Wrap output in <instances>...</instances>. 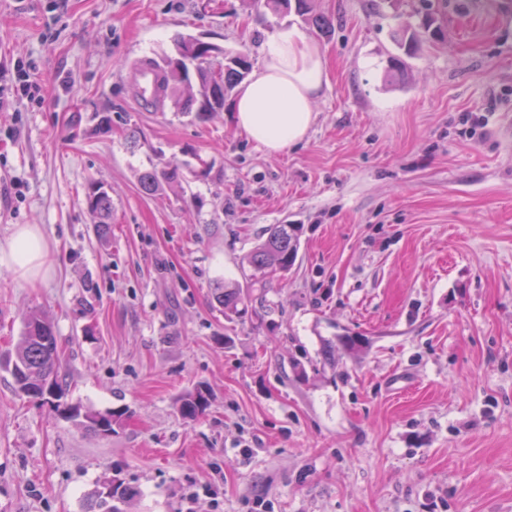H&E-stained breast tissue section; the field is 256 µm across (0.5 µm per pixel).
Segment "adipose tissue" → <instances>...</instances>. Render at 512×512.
<instances>
[{"label":"adipose tissue","instance_id":"obj_1","mask_svg":"<svg viewBox=\"0 0 512 512\" xmlns=\"http://www.w3.org/2000/svg\"><path fill=\"white\" fill-rule=\"evenodd\" d=\"M329 83L324 50L296 28L275 32L262 47V61L242 83L232 104L237 128L272 156L306 137L313 106ZM50 246L39 226L15 225L0 242V263L29 283L48 277Z\"/></svg>","mask_w":512,"mask_h":512}]
</instances>
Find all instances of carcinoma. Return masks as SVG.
<instances>
[{
    "mask_svg": "<svg viewBox=\"0 0 512 512\" xmlns=\"http://www.w3.org/2000/svg\"><path fill=\"white\" fill-rule=\"evenodd\" d=\"M276 7L294 11L298 16L312 22L316 28L325 30L330 27L329 19L324 15L312 13L311 0H271ZM434 20L426 19L422 29L404 32L398 44L404 54L416 55L429 38L438 33L433 27ZM195 37L181 36L175 41L174 55L166 58L163 64L152 60L148 65L159 72L155 96L168 100L178 112L194 115L198 121L207 120L210 115L224 107V92L232 87L249 70L250 62L244 52H226L215 46L217 52L206 68L195 67V77H190L189 65L196 57L190 55ZM186 180L183 169L174 163H165L161 168H153L139 177V184L146 194H153L164 186L181 184ZM89 213L94 217L95 230L99 238L111 234L112 197L99 184L89 187L86 194ZM299 248V237L295 229L285 224H276L266 229V238L259 244L251 256L252 264L258 269L276 268L288 270L295 262ZM213 301L230 318L241 313L238 305L245 303L250 294L235 285L213 289ZM59 347L52 322L40 311L31 312L24 321L21 341L13 357L7 362L17 394L35 399L60 412L67 419L84 418L88 427L102 435L112 433V426L123 421L125 412L105 411L86 412L72 407H61L67 384L58 373ZM209 406V393L197 389L182 395L179 399V412L186 419H195ZM131 495V490L123 481L112 486V496L96 494L94 507L98 512H121L116 502Z\"/></svg>",
    "mask_w": 512,
    "mask_h": 512,
    "instance_id": "carcinoma-1",
    "label": "carcinoma"
}]
</instances>
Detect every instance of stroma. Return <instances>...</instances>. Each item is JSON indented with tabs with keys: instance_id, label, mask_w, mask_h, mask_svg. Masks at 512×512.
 I'll use <instances>...</instances> for the list:
<instances>
[{
	"instance_id": "obj_1",
	"label": "stroma",
	"mask_w": 512,
	"mask_h": 512,
	"mask_svg": "<svg viewBox=\"0 0 512 512\" xmlns=\"http://www.w3.org/2000/svg\"><path fill=\"white\" fill-rule=\"evenodd\" d=\"M312 6L331 33L266 0H0V83L21 58L42 88L0 109V241L39 225L52 264L34 285L0 266V359L41 309L67 403L127 413L97 434L0 367V512H89L114 476L124 512H512V0H431L441 33L402 81L420 0ZM288 26L330 82L279 155L236 127L234 91L204 122L136 97L175 36L256 65ZM166 162L186 183L143 193ZM271 224L300 228L285 272L249 262ZM219 282L250 289L242 317ZM86 204L95 219L94 226L98 237H109L112 230V197L109 192L102 185L92 184L86 194ZM212 298L218 307L222 309L224 316L231 318L232 315H239L243 310H245L244 306L239 309L238 305H244L245 301L250 298V294L248 291L244 293V289L238 284L234 285L232 288H228L225 285L224 287L222 286V288H214ZM179 412L187 419L197 418L203 414L209 406V393L206 389H196L180 397Z\"/></svg>"
}]
</instances>
